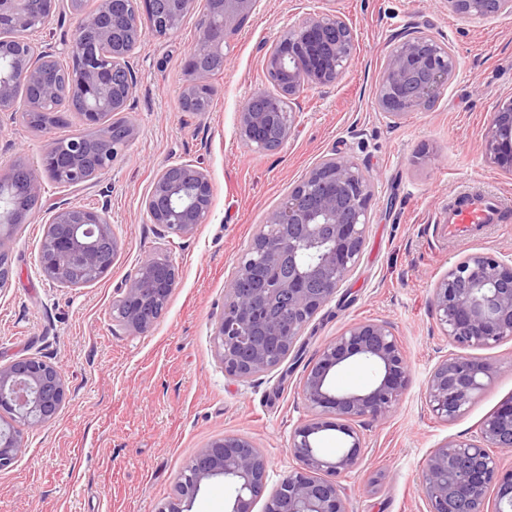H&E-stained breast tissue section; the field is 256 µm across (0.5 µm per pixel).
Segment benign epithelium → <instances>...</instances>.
Here are the masks:
<instances>
[{
    "instance_id": "obj_1",
    "label": "benign epithelium",
    "mask_w": 512,
    "mask_h": 512,
    "mask_svg": "<svg viewBox=\"0 0 512 512\" xmlns=\"http://www.w3.org/2000/svg\"><path fill=\"white\" fill-rule=\"evenodd\" d=\"M47 0L40 13L32 0H0V112L26 120L62 109L56 62L71 59L67 93L84 101L77 119L97 132L98 161L90 142H68L63 153L47 144L40 158L0 167V259L9 257L17 229L36 215L13 207V198L39 201L46 184L59 189L95 187L112 172L115 152L124 153L138 134L130 119L121 140L105 116L131 110L136 88L138 39L174 35L194 12L197 0H140L157 17L141 31L140 13L130 0H98L93 12L69 0L70 39L48 43L36 38L57 11ZM260 0H206L197 25L180 108L205 106L211 94L212 62L227 61L230 37L237 35ZM437 6L471 18L512 14V0H437ZM358 41L352 26L334 13L305 16L268 48L263 74L272 89L253 93L239 112L236 135L249 149L283 147L297 125L299 98L311 88L331 86L354 59ZM456 71L449 47L425 31L400 37L386 55L375 86L377 109L391 122L429 105L448 87ZM486 160L512 172V96L494 108L484 135ZM375 178L354 159L333 155L308 171L266 214L237 257L226 286L224 311L214 328L216 354L224 372L239 379L270 372L294 351L315 315L336 295L356 267L370 223ZM207 172L192 161L161 164L144 202L150 223L163 227L165 253L142 260L118 289L112 318L124 330L143 334L166 310L179 282L170 256L174 238L193 235L212 207ZM46 233L37 269L59 287L79 288L104 277L109 253L122 242L107 207L65 200L42 217ZM437 322L457 348H488L512 339V257L475 252L460 257L432 292ZM350 360L372 365L375 379L362 392L338 391L332 377ZM497 372L494 365L450 353L432 370L426 399L446 421L462 415ZM409 381L408 365L393 327L386 320L355 322L327 343L301 383L310 416L291 432L288 452L296 466L271 492L263 451L242 435L210 441L183 468L175 493L156 512H191L204 482L221 478L230 491L227 512H346L338 478L358 469L365 444L361 419L382 420L400 400ZM67 399L60 368L29 356L0 366V470L24 451L21 430L47 424ZM336 429L347 446L334 456L319 448V434ZM512 451V401L482 424L472 439H449L434 448L421 474L428 512H512V469L504 472L490 449Z\"/></svg>"
}]
</instances>
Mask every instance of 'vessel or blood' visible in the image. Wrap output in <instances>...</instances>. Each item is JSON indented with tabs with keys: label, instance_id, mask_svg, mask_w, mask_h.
I'll return each instance as SVG.
<instances>
[{
	"label": "vessel or blood",
	"instance_id": "1",
	"mask_svg": "<svg viewBox=\"0 0 512 512\" xmlns=\"http://www.w3.org/2000/svg\"><path fill=\"white\" fill-rule=\"evenodd\" d=\"M505 208L494 195L479 188H465L449 201L445 222L449 239L463 241L475 228L502 223Z\"/></svg>",
	"mask_w": 512,
	"mask_h": 512
}]
</instances>
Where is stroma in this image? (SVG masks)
Returning a JSON list of instances; mask_svg holds the SVG:
<instances>
[{"label":"stroma","mask_w":512,"mask_h":512,"mask_svg":"<svg viewBox=\"0 0 512 512\" xmlns=\"http://www.w3.org/2000/svg\"><path fill=\"white\" fill-rule=\"evenodd\" d=\"M321 12L352 24L354 60L335 85L303 94L300 120L282 149L246 148L236 137L237 114L266 87L267 46L290 24ZM413 28L449 44L457 71L429 108L393 124L375 105V83L397 35ZM198 36L192 15L172 37L143 39L129 114L138 136L104 184L68 193L78 204L107 205L122 241L110 272L80 288L54 285L37 271L44 224L36 218L18 230L14 275L0 291V365L45 357L60 367L70 394L54 420L24 430L25 454L0 471V512H156L183 467L227 434L254 441L267 456L270 483H277L295 465L288 439L307 416L304 374L347 325L375 319L393 325L410 379L387 418L363 423L362 463L340 480L346 510L427 512L420 477L430 451L476 434L512 400V340L473 350L497 373L457 420L436 417L425 396L432 368L450 349L431 307L435 282L465 254L512 256V174L483 155L491 112L512 95V15L469 19L434 0H261L211 79L210 111L191 115L180 111L178 95ZM80 129L75 122L37 131L20 116H2L0 165L37 160L48 141ZM336 153L376 178L359 262L284 363L244 381L230 377L215 356L213 328L231 268L266 213ZM179 160L197 161L208 173L212 211L176 242L179 284L166 313L149 332L134 335L113 321L112 301L139 261L162 244L143 201L157 167ZM469 184L499 196L506 221L451 245L436 227L449 198Z\"/></svg>","instance_id":"obj_1"}]
</instances>
